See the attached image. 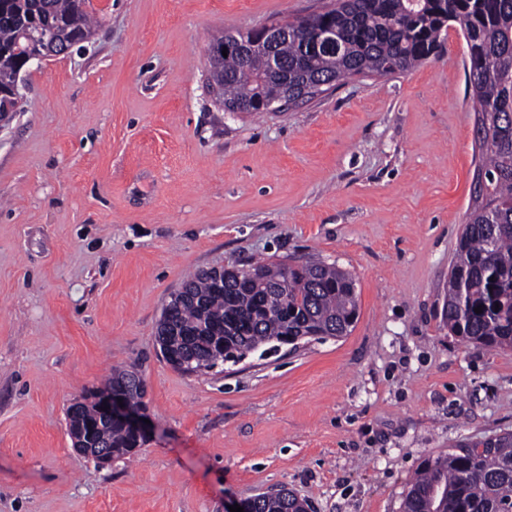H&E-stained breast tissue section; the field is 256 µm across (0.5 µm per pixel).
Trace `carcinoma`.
Listing matches in <instances>:
<instances>
[{
  "label": "carcinoma",
  "mask_w": 512,
  "mask_h": 512,
  "mask_svg": "<svg viewBox=\"0 0 512 512\" xmlns=\"http://www.w3.org/2000/svg\"><path fill=\"white\" fill-rule=\"evenodd\" d=\"M88 6L89 0H0V112L16 105L13 75L25 63L28 34L39 31L61 48L88 42L95 33ZM284 27L288 36L270 53L207 59L225 106L260 114L271 103H293L316 75L330 77L334 87L356 77L406 74L441 49L448 28L461 33L475 141L488 145L480 150L441 318L451 336L512 350V0H334ZM323 36L335 49L323 48ZM183 289L166 304L162 333L174 354L196 368L235 364L286 336L341 338L358 319L355 277L322 260L250 263L220 280L201 270ZM110 383L124 391L130 408H143L136 372L114 369ZM94 440L117 458L143 445L118 421L96 427ZM248 509L310 512L286 488L254 496ZM401 512H512V432L427 460Z\"/></svg>",
  "instance_id": "cac0c4a2"
}]
</instances>
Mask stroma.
<instances>
[{
  "mask_svg": "<svg viewBox=\"0 0 512 512\" xmlns=\"http://www.w3.org/2000/svg\"><path fill=\"white\" fill-rule=\"evenodd\" d=\"M325 0H91L84 50L28 67L0 129V512H224L285 487L400 512L427 459L512 430V351L450 336L443 285L478 161L466 43L279 112L225 111L205 47ZM317 256L348 336L189 376L156 325L188 274ZM138 372L133 458L77 452L67 408Z\"/></svg>",
  "mask_w": 512,
  "mask_h": 512,
  "instance_id": "stroma-1",
  "label": "stroma"
}]
</instances>
